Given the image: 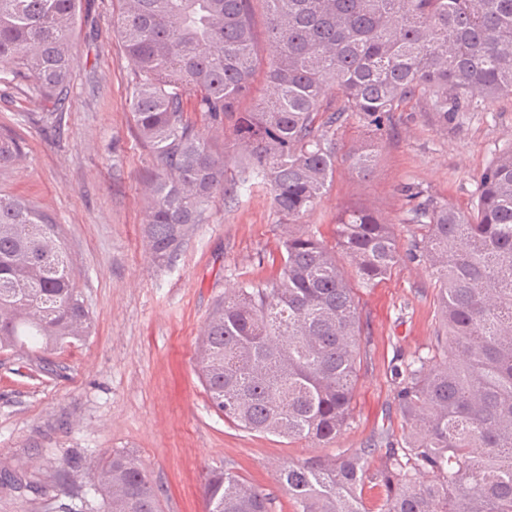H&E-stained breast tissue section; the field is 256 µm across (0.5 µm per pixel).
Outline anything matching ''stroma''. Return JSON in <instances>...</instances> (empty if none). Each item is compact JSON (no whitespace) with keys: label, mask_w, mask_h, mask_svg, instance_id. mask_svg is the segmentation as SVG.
Returning <instances> with one entry per match:
<instances>
[{"label":"stroma","mask_w":512,"mask_h":512,"mask_svg":"<svg viewBox=\"0 0 512 512\" xmlns=\"http://www.w3.org/2000/svg\"><path fill=\"white\" fill-rule=\"evenodd\" d=\"M120 0H82L72 50L68 109L57 124L25 85L0 71V129L24 143L0 170V193L49 211L76 260V281L92 320L84 341L62 350H0V464L39 470V490L0 488V512H102L92 488L94 462L126 451L143 463L160 512H207L206 481L229 470L268 494L272 512H296L278 482L290 462L365 450L377 471L407 432L394 370L435 343L437 290L422 258L409 254L423 229L401 223L402 186L469 209L482 171L512 145V94L478 102L438 123L425 101L394 113L382 134L357 118L338 131V149L375 146L370 175L336 167L326 194L303 220L331 238L345 207L364 205L393 223L401 261L374 288L357 291L362 361L351 418L334 445L312 447L243 431L211 408L195 351L203 326L225 293L279 272L282 220L260 181L239 197L216 196L170 260H154L144 237L151 151L132 128L131 63L114 34Z\"/></svg>","instance_id":"1"}]
</instances>
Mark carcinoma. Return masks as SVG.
<instances>
[{
  "mask_svg": "<svg viewBox=\"0 0 512 512\" xmlns=\"http://www.w3.org/2000/svg\"><path fill=\"white\" fill-rule=\"evenodd\" d=\"M254 0H123L115 30L133 68L127 86L136 138L156 175L145 225L150 253L176 254L212 199L235 194L224 152L186 112L232 123L247 177L262 180L288 224L278 278L219 302L197 351L211 407L236 427L287 440L334 442L350 417L361 349L355 285L374 288L400 259L394 225L345 210L334 242L295 228L338 163L349 117L376 132L422 98L439 121L478 99L512 93V0H262L273 60L260 62ZM79 0H0V67L27 82L42 121L64 111ZM263 73L267 91L240 111ZM336 87V99L327 90ZM0 132V168L22 154ZM371 173L366 147L346 155ZM402 224L424 227L413 251L432 270L442 332L438 362L417 355L396 372L410 424L375 474L379 512H512V147L484 169L472 210L405 188ZM76 263L54 216L0 194V349L52 351L91 333ZM362 451L290 463L278 482L297 512H366ZM103 512H158L138 459L99 458ZM208 512H271L267 494L226 470L206 483Z\"/></svg>",
  "mask_w": 512,
  "mask_h": 512,
  "instance_id": "cac0c4a2",
  "label": "carcinoma"
}]
</instances>
